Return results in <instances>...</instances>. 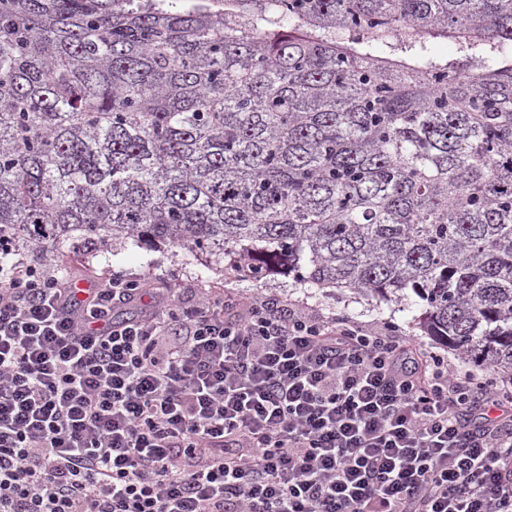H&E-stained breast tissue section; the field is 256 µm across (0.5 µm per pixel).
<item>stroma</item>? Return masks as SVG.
Returning a JSON list of instances; mask_svg holds the SVG:
<instances>
[{
  "mask_svg": "<svg viewBox=\"0 0 512 512\" xmlns=\"http://www.w3.org/2000/svg\"><path fill=\"white\" fill-rule=\"evenodd\" d=\"M14 258L26 264L39 265L47 272L66 270L81 288L105 281L113 274H127L155 283H171L180 288L181 298L187 304L194 303L203 292L209 290L240 298L256 295L287 298L299 303L309 313L323 317L349 316L366 324L393 323L422 348L432 351L437 348L430 337L411 326V311L400 310L398 304H380L348 290H310L285 276L268 278L264 284L256 286L225 271L223 266L207 265L200 254H191L172 246L142 248L126 240L114 243L110 250L88 255L52 254L47 260L41 261L35 253L19 251Z\"/></svg>",
  "mask_w": 512,
  "mask_h": 512,
  "instance_id": "obj_1",
  "label": "stroma"
}]
</instances>
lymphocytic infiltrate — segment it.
<instances>
[{
    "mask_svg": "<svg viewBox=\"0 0 512 512\" xmlns=\"http://www.w3.org/2000/svg\"><path fill=\"white\" fill-rule=\"evenodd\" d=\"M0 512H512V390L392 323L1 261Z\"/></svg>",
    "mask_w": 512,
    "mask_h": 512,
    "instance_id": "1",
    "label": "lymphocytic infiltrate"
}]
</instances>
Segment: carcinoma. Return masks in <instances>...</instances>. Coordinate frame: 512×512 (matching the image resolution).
Returning a JSON list of instances; mask_svg holds the SVG:
<instances>
[{
	"label": "carcinoma",
	"mask_w": 512,
	"mask_h": 512,
	"mask_svg": "<svg viewBox=\"0 0 512 512\" xmlns=\"http://www.w3.org/2000/svg\"><path fill=\"white\" fill-rule=\"evenodd\" d=\"M140 2L0 0V244L410 300L512 377V0Z\"/></svg>",
	"instance_id": "1"
}]
</instances>
